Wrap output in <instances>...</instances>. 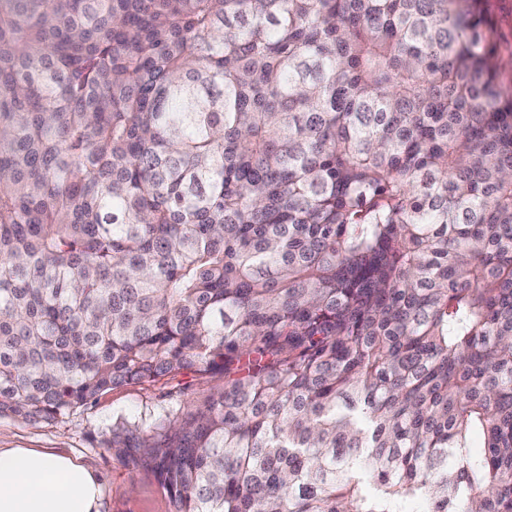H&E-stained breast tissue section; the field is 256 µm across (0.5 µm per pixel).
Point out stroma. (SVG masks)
<instances>
[{"mask_svg":"<svg viewBox=\"0 0 512 512\" xmlns=\"http://www.w3.org/2000/svg\"><path fill=\"white\" fill-rule=\"evenodd\" d=\"M487 35L494 50L498 83L512 93V0H486ZM224 387L215 373L185 372L155 382L111 390L87 406L52 423L24 422L0 416V448L64 451L96 472L101 482L100 512H172L155 474L108 449L113 428L138 427L154 433L160 416L186 411L189 400H202Z\"/></svg>","mask_w":512,"mask_h":512,"instance_id":"obj_1","label":"stroma"}]
</instances>
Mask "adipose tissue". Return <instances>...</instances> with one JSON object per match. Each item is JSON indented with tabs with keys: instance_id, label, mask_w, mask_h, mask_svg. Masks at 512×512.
<instances>
[{
	"instance_id": "ef3b65f1",
	"label": "adipose tissue",
	"mask_w": 512,
	"mask_h": 512,
	"mask_svg": "<svg viewBox=\"0 0 512 512\" xmlns=\"http://www.w3.org/2000/svg\"><path fill=\"white\" fill-rule=\"evenodd\" d=\"M99 482L78 458L0 448V512H99Z\"/></svg>"
}]
</instances>
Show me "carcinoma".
Listing matches in <instances>:
<instances>
[{"label":"carcinoma","mask_w":512,"mask_h":512,"mask_svg":"<svg viewBox=\"0 0 512 512\" xmlns=\"http://www.w3.org/2000/svg\"><path fill=\"white\" fill-rule=\"evenodd\" d=\"M492 57L481 0H0V416L218 372L107 441L173 512H512Z\"/></svg>","instance_id":"obj_1"}]
</instances>
